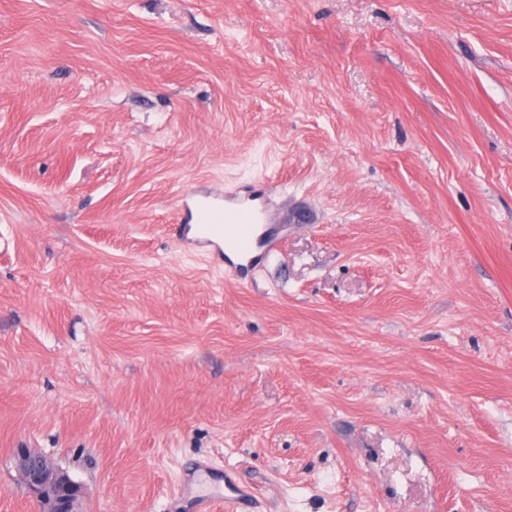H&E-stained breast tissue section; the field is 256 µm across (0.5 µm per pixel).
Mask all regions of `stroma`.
Returning a JSON list of instances; mask_svg holds the SVG:
<instances>
[{"label":"stroma","mask_w":512,"mask_h":512,"mask_svg":"<svg viewBox=\"0 0 512 512\" xmlns=\"http://www.w3.org/2000/svg\"><path fill=\"white\" fill-rule=\"evenodd\" d=\"M266 187L247 284L181 194ZM512 512V0H0V512ZM16 458L22 483L42 506V512H79V485L32 448H20Z\"/></svg>","instance_id":"stroma-1"}]
</instances>
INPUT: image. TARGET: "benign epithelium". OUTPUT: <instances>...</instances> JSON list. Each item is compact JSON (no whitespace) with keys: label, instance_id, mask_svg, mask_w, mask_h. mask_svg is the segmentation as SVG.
Masks as SVG:
<instances>
[{"label":"benign epithelium","instance_id":"benign-epithelium-1","mask_svg":"<svg viewBox=\"0 0 512 512\" xmlns=\"http://www.w3.org/2000/svg\"><path fill=\"white\" fill-rule=\"evenodd\" d=\"M16 458L22 483L42 506V512H79V485L32 448H20Z\"/></svg>","mask_w":512,"mask_h":512}]
</instances>
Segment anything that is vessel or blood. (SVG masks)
<instances>
[{
  "label": "vessel or blood",
  "instance_id": "vessel-or-blood-1",
  "mask_svg": "<svg viewBox=\"0 0 512 512\" xmlns=\"http://www.w3.org/2000/svg\"><path fill=\"white\" fill-rule=\"evenodd\" d=\"M254 188L245 195L229 196L218 190L186 191L182 197L179 234L187 247H208L216 260L226 253L238 255L234 269L248 278L258 268L260 253L268 244L273 217Z\"/></svg>",
  "mask_w": 512,
  "mask_h": 512
}]
</instances>
